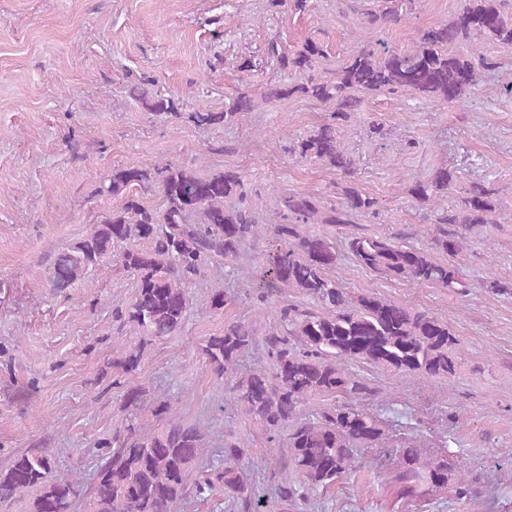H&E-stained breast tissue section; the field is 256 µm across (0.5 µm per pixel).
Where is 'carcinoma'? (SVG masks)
Returning a JSON list of instances; mask_svg holds the SVG:
<instances>
[{"mask_svg":"<svg viewBox=\"0 0 512 512\" xmlns=\"http://www.w3.org/2000/svg\"><path fill=\"white\" fill-rule=\"evenodd\" d=\"M266 2L277 13L313 9V0ZM344 2L370 29L401 23L424 0H380L377 11L359 10L362 0ZM507 2L461 0L451 20L424 30L411 48L385 42L362 45L331 71L320 69L326 57L320 42L308 38L286 49L272 40L267 59L293 80L259 94L247 85L222 112H183L179 98L161 92L144 91L137 99L152 114H170L203 129L239 124L259 105L293 96L331 104L330 121L295 141L288 152L350 179L354 162L338 146L336 122L362 111L363 94H417L440 103H463L484 73L502 69L484 44L512 45ZM456 44L468 45L469 52L453 53L450 47ZM406 185L414 200L436 209L438 227L428 249L372 234L355 223L359 216L375 215L378 200L352 182L342 187L338 202L307 193L281 195L263 222L249 206L245 179L236 170L207 171L200 163L178 160L112 169L92 196H117L120 203L80 241L55 255L48 282L63 293L110 264L135 280L134 295L112 306V320L136 335L120 344L109 362L112 387L121 390L123 417L112 437L95 442L91 482L59 471L49 450L30 449L0 468V507L32 493L29 512H74L80 502L86 512H180L187 499L207 501L219 491L223 512H261L263 501L255 497L241 467L247 439L228 436L223 454L200 470L206 448L201 425L182 418L171 394L151 400L156 424L143 421L146 391L127 384L126 377L139 369L150 344L182 332L189 289L208 276L210 267L234 264L249 246L267 237L272 244L263 270L253 275L243 268L241 274L253 282L256 301L272 309V325L259 341L250 325L230 320L223 334L208 337L201 356L217 378L230 383L245 414L269 434L270 451L278 458L266 478L275 486L277 512L310 506L313 493L361 468L359 450L390 447L384 422L366 404L375 388L353 366L450 378L458 369L459 340L445 317L372 294H352L331 274L340 259L335 242L307 226L340 230L356 266L385 279L464 293L470 285L458 268L437 261L432 251L455 257L475 226L501 220L496 190L481 182L463 183L446 166L426 178H410ZM450 190L460 195V202L451 209L438 205ZM150 192L159 193L160 205L143 202ZM290 292L303 295L311 306L284 298ZM227 303L224 286L217 283L207 292L209 310L221 311ZM258 345L266 351L268 367L238 373L242 358ZM322 395L343 401L332 407L314 405ZM394 466L402 499L446 489L453 476L446 460L425 455L412 438L395 449Z\"/></svg>","mask_w":512,"mask_h":512,"instance_id":"cac0c4a2","label":"carcinoma"}]
</instances>
